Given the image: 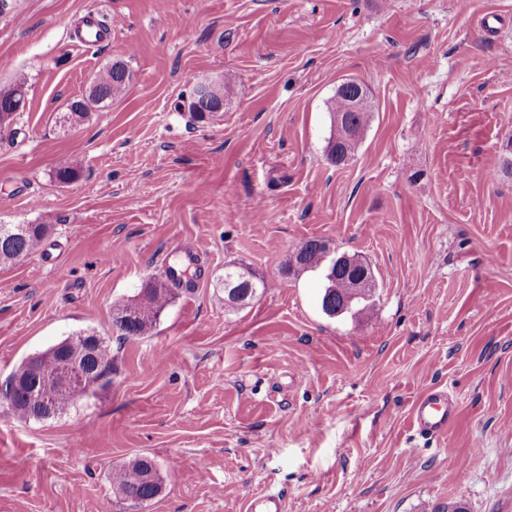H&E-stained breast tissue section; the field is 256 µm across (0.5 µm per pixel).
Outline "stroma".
Returning <instances> with one entry per match:
<instances>
[{
	"instance_id": "obj_1",
	"label": "stroma",
	"mask_w": 512,
	"mask_h": 512,
	"mask_svg": "<svg viewBox=\"0 0 512 512\" xmlns=\"http://www.w3.org/2000/svg\"><path fill=\"white\" fill-rule=\"evenodd\" d=\"M0 85L25 80L0 141V224H45L0 264V385L74 334L109 338L110 389L45 421L0 404V512H135L113 468L154 457L142 512H512V0H7ZM112 38L70 34L86 13ZM125 96L65 122L94 74ZM373 115L326 159L337 85ZM200 83L223 111L174 105ZM82 176L57 183L56 169ZM312 238L369 264L364 310L321 309L325 266L286 273ZM207 266L152 335L112 337V306L164 279L173 245ZM54 259H43L44 251ZM264 281L224 307V269ZM459 401L421 438L428 386Z\"/></svg>"
}]
</instances>
